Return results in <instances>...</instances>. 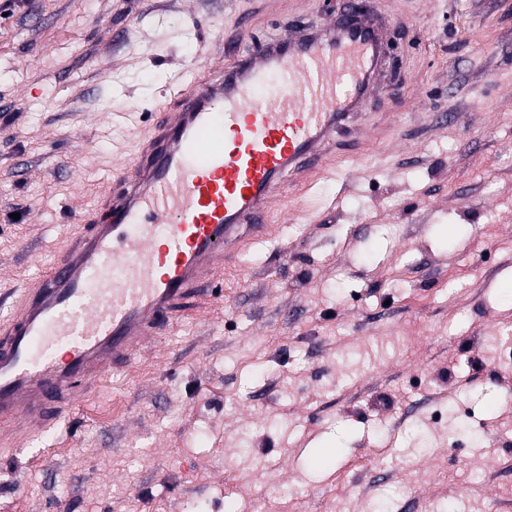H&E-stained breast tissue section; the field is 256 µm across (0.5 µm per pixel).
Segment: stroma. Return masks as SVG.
I'll use <instances>...</instances> for the list:
<instances>
[{"instance_id": "35a3bbf8", "label": "stroma", "mask_w": 512, "mask_h": 512, "mask_svg": "<svg viewBox=\"0 0 512 512\" xmlns=\"http://www.w3.org/2000/svg\"><path fill=\"white\" fill-rule=\"evenodd\" d=\"M396 134L345 156L30 450L0 512H507L512 504V0H385ZM277 0H24L0 17V290L34 283L218 48ZM483 369H474L472 358Z\"/></svg>"}]
</instances>
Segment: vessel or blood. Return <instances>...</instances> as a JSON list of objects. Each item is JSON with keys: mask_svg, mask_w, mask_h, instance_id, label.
Returning a JSON list of instances; mask_svg holds the SVG:
<instances>
[{"mask_svg": "<svg viewBox=\"0 0 512 512\" xmlns=\"http://www.w3.org/2000/svg\"><path fill=\"white\" fill-rule=\"evenodd\" d=\"M381 14H347L185 78L162 121L57 263L0 321V447L69 418L108 366H126L186 303L224 297V272L269 213L309 186L346 120L376 91Z\"/></svg>", "mask_w": 512, "mask_h": 512, "instance_id": "vessel-or-blood-1", "label": "vessel or blood"}]
</instances>
